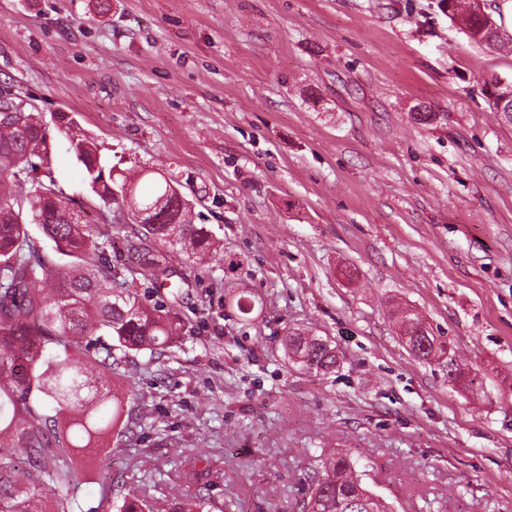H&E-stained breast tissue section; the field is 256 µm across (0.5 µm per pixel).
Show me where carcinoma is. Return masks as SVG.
<instances>
[{"label":"carcinoma","mask_w":512,"mask_h":512,"mask_svg":"<svg viewBox=\"0 0 512 512\" xmlns=\"http://www.w3.org/2000/svg\"><path fill=\"white\" fill-rule=\"evenodd\" d=\"M452 11L478 44H491L495 20L481 10L480 0H452ZM29 99L21 88L0 90V512H74L76 491L84 475L75 465L82 449L94 456L108 453L112 437L131 431L124 406L132 392L100 385L112 351L152 352L170 347L186 329L176 309L160 297L166 284L165 256L145 241L128 244L127 262L112 265L105 252L109 231H92L75 218L54 179L26 188L25 177L36 169L32 159L48 157L50 129L41 115L13 112ZM65 137L88 189L109 206L119 205L132 220L144 212L153 220L144 236L205 251L212 234L192 223L191 203L170 179L144 173L152 189L140 193V179L114 177L101 161L97 141L75 123L57 129ZM8 174L6 181L1 175ZM36 226L45 245L31 234ZM142 276L144 290L128 287L129 277ZM401 335L421 336L428 346L417 358L448 355V372L460 367L447 345L423 327L419 316L404 312ZM288 361L302 370L327 374L336 368V345L327 337L299 329L282 339ZM106 358L100 359V351ZM32 469L21 483L18 456ZM318 478L300 512H392L373 493L343 453L332 451L315 460ZM203 498L162 503L146 481L139 493L112 501L115 512H210Z\"/></svg>","instance_id":"1"}]
</instances>
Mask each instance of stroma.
I'll use <instances>...</instances> for the list:
<instances>
[{
    "mask_svg": "<svg viewBox=\"0 0 512 512\" xmlns=\"http://www.w3.org/2000/svg\"><path fill=\"white\" fill-rule=\"evenodd\" d=\"M508 1L483 0L492 47L440 0H0V88L73 113L116 171L172 176L218 241L160 245L189 324L162 353L113 352L133 431L77 512L145 477L212 512H299L329 448L393 512H512V112L486 84H512ZM48 174L124 260L142 226L62 138ZM398 309L451 343L461 379L408 352ZM290 328L329 337L336 369L289 364ZM199 448L206 476L184 462Z\"/></svg>",
    "mask_w": 512,
    "mask_h": 512,
    "instance_id": "1",
    "label": "stroma"
}]
</instances>
